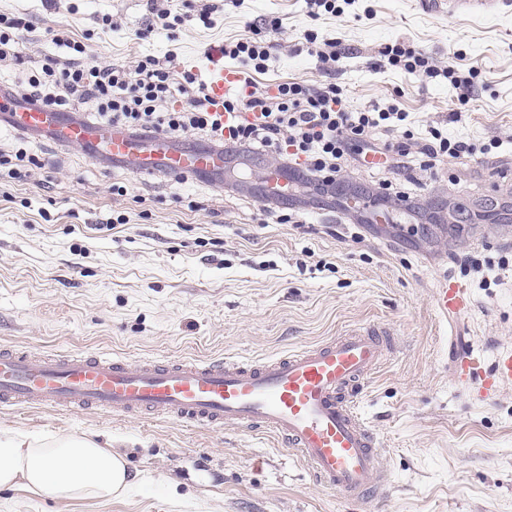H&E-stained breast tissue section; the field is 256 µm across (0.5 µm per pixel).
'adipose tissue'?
<instances>
[{"label":"adipose tissue","mask_w":512,"mask_h":512,"mask_svg":"<svg viewBox=\"0 0 512 512\" xmlns=\"http://www.w3.org/2000/svg\"><path fill=\"white\" fill-rule=\"evenodd\" d=\"M23 485L59 500H107L131 484L125 458L79 434L0 430V489Z\"/></svg>","instance_id":"1"}]
</instances>
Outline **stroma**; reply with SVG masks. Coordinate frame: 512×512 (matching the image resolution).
<instances>
[{
  "label": "stroma",
  "mask_w": 512,
  "mask_h": 512,
  "mask_svg": "<svg viewBox=\"0 0 512 512\" xmlns=\"http://www.w3.org/2000/svg\"><path fill=\"white\" fill-rule=\"evenodd\" d=\"M213 2L211 27L150 33L147 0H0V13L29 23L28 60L58 53L61 33L98 64L153 56L200 76L211 47L271 14L282 26L269 36L267 69L253 76L258 90L332 82L351 108L395 107L415 136L433 125L464 137L472 154L415 173L404 202L368 193L376 171L341 173L340 186L359 191L365 209L321 224L316 215L343 201L294 194L279 205L297 209L296 222L277 224L263 210L275 164L268 155L231 159L213 179L180 180L136 176L83 148L28 139L42 168L0 184V346L252 361L378 327L394 354L355 405L377 435L388 492L353 506L316 486L260 431L0 407V427L111 440L129 471L146 476L105 501L0 490V512H512V385L479 401L453 376L464 355L480 356L488 370L512 350V275L482 288L459 261L467 252L512 260V0L497 16L450 15L425 0H355L341 16L319 18L305 0H245L235 12ZM310 31L339 39L349 55L328 67L305 39ZM395 43L473 74L474 93L463 101L443 76L390 66L380 50ZM115 183L126 196L110 193ZM192 200L200 209H189ZM120 215L125 223L97 231ZM447 276L473 301L448 320L434 306Z\"/></svg>",
  "instance_id": "obj_1"
}]
</instances>
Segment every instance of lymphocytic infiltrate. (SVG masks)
Masks as SVG:
<instances>
[{
    "instance_id": "f902f5d3",
    "label": "lymphocytic infiltrate",
    "mask_w": 512,
    "mask_h": 512,
    "mask_svg": "<svg viewBox=\"0 0 512 512\" xmlns=\"http://www.w3.org/2000/svg\"><path fill=\"white\" fill-rule=\"evenodd\" d=\"M186 0H170L167 7L152 11L150 26L170 29L196 20L210 27L216 5L206 0L196 13H189ZM250 36L225 43L224 55L242 62L250 70L265 71L272 46L267 32L279 30L278 20L260 18L250 23ZM66 59L45 56L40 68L0 86L7 97L45 104L59 110L87 106L94 120L117 124L138 132H157L170 137L203 135L210 143L239 151H268L287 165L289 172L305 182L325 190L335 187L343 168L364 165L368 153L381 155L374 168L399 173L432 167L441 156L451 158L471 153L467 141L448 136L431 126L424 139L402 131L407 113L395 108L373 107L351 111L336 84H312L293 81L278 84L275 92L256 90L228 96L224 109L241 113V120L227 127L219 114L210 110L211 101L203 81L189 71L174 74L170 67L147 56L135 69L112 63L94 66L88 61L86 47L63 39ZM382 54L390 65L408 72H425L450 78L461 99H468L473 81L456 76L454 69H437L429 57L394 44ZM181 95V108L170 105Z\"/></svg>"
}]
</instances>
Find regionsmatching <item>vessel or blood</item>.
<instances>
[{"label": "vessel or blood", "instance_id": "b4317fda", "mask_svg": "<svg viewBox=\"0 0 512 512\" xmlns=\"http://www.w3.org/2000/svg\"><path fill=\"white\" fill-rule=\"evenodd\" d=\"M242 76L225 67L224 49L212 47L206 86L213 111L240 90ZM85 148L129 166L141 176L163 171L203 178L222 171L224 155L161 135H133L118 126L0 97V126ZM441 317L470 308L462 282L442 280L434 297ZM379 331L331 336L297 351L259 361L195 358L129 359L97 353L53 354L0 348V406L64 412L97 410L117 416L163 417L220 428L230 424L268 432L287 445L315 484L355 504L385 495L389 474L375 433L354 409L365 380L392 354ZM458 383L476 386L481 398L512 384V354L483 375L467 356L453 370Z\"/></svg>", "mask_w": 512, "mask_h": 512}]
</instances>
